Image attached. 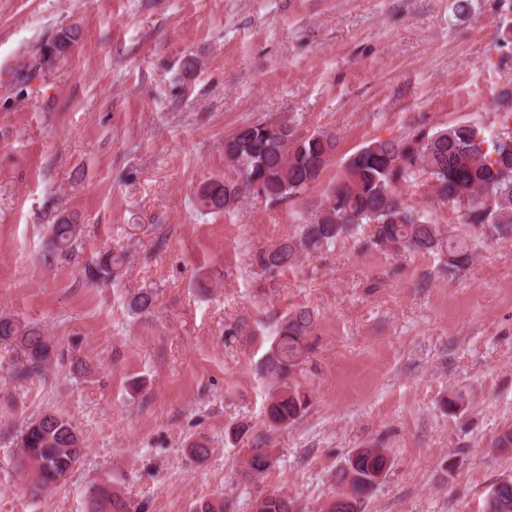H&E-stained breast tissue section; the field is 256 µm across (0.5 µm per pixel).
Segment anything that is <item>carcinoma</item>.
<instances>
[{
  "label": "carcinoma",
  "mask_w": 512,
  "mask_h": 512,
  "mask_svg": "<svg viewBox=\"0 0 512 512\" xmlns=\"http://www.w3.org/2000/svg\"><path fill=\"white\" fill-rule=\"evenodd\" d=\"M77 39L64 31L47 44L42 55L62 61ZM336 152V133H299L293 120L244 123L224 137V176L198 187L194 206L200 213L219 214L237 208L244 199L257 196L272 205L293 201L312 187ZM424 176L431 182L434 198L459 205L462 223L486 230L499 240L512 239V111L505 113L495 130L457 123L448 127L414 130L398 142L375 141L357 150L347 161L336 183L328 187L320 215L312 224L299 225L297 235L281 240L272 249H259L252 265L265 273L286 268L298 258L321 252L352 235L357 228L374 226L370 243L398 253H433L444 270L454 275L473 261L469 239L451 234L437 223L431 211L405 203L400 187ZM81 234L74 217L51 225L49 245L61 256L73 252ZM125 256L109 252L87 263L86 280L95 283L118 273ZM156 293L141 290L130 299L136 313L149 311ZM316 317L306 308L285 314L266 353L265 372L278 383L265 408L268 430L285 429L301 418L310 404L309 392L301 389L297 372L312 350L308 342ZM12 346L22 361L16 375L21 379L45 375L61 352L37 325L0 316V345ZM249 427L236 426L235 439L247 440L245 472L251 478L273 464L270 440L261 433L247 437ZM18 468L33 475L37 491L55 486L80 462L85 443L75 424L57 412H46L30 421L19 435ZM383 449L365 453L336 473L344 486V508L327 512H358L378 483L384 465ZM94 509L137 512L127 499L104 486L91 491ZM254 512H297L294 500L278 491L256 497ZM485 512H512V486L493 489Z\"/></svg>",
  "instance_id": "1"
}]
</instances>
